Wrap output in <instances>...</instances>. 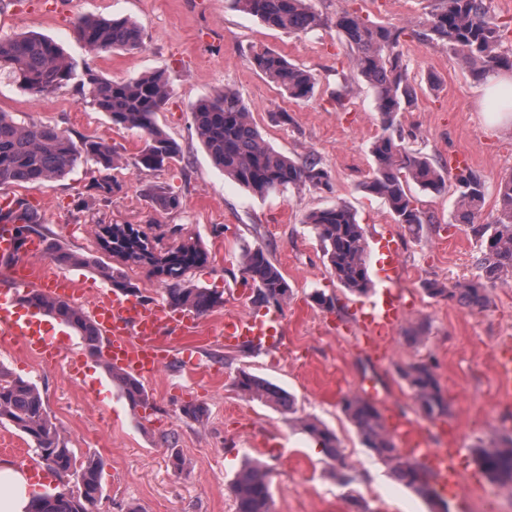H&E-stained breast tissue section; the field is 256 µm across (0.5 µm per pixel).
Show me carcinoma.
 <instances>
[{
    "instance_id": "obj_1",
    "label": "carcinoma",
    "mask_w": 512,
    "mask_h": 512,
    "mask_svg": "<svg viewBox=\"0 0 512 512\" xmlns=\"http://www.w3.org/2000/svg\"><path fill=\"white\" fill-rule=\"evenodd\" d=\"M231 9L258 18L271 29L307 34L331 23L351 56L353 68L370 86L376 103L382 133L371 144L374 160L372 176L366 189L382 199L396 223L417 232L426 223L425 213L408 189L414 183L423 191H440L447 179H453L458 224L466 225L484 245L477 258L476 278L444 288L427 285L429 295L446 296L470 310L481 311L490 304V293L497 282L512 277V176L496 186L499 212L494 222L482 224V207L488 192L486 181L467 167H457L453 176L448 169L421 153L407 151L394 136L400 112L411 106L417 96L408 77L399 50L402 31L377 25L356 13L342 12L331 20L312 6V0H229ZM75 34L91 52L113 49L127 51L144 48L141 29L125 19L86 17L75 24ZM424 35L450 46L465 64L472 78L484 80L496 72L512 73V55L501 50L503 29L488 16L485 0H436L427 20ZM250 64L276 83L288 97L307 98L315 89L313 74L285 55L268 48L256 49ZM33 94H46L69 83L75 67L52 40L36 35L0 37V73ZM82 87L88 90L90 104L104 113L113 125L142 133L144 147L134 166L158 169L178 160L179 144L157 124L156 115L171 95L169 77L161 71L127 80H110L86 68ZM193 124L213 164L236 183L263 197L271 192L309 186L330 188L328 172L318 158L310 155L300 161L275 150L253 123L241 96L231 90L197 101L191 108ZM118 151L102 138H82L75 142L51 125H28L9 112H0V190L10 186L37 185L64 176L78 162L93 163L98 175L91 188L103 199L112 197V170ZM17 224L20 240L38 232V213L19 202V209L7 214L0 211V221ZM304 223L311 225L323 246L324 256L336 279L351 293L365 295L370 290L364 231L355 211L345 203L314 210ZM134 229L122 224L101 228L102 248L134 263H151L169 276L165 292L167 302L176 310L205 314L224 304L222 294L210 288L187 284L186 272L207 261V253L194 245L165 256H156ZM51 260L66 267H94L114 287L130 283L117 270L93 256H85L57 243L47 246ZM246 279L256 286L255 302L280 307L288 301V282L261 247L246 252ZM31 303L45 309L73 329L90 354L100 352L101 338L83 309L67 300L35 294ZM413 391L421 411L428 417L446 416L449 402L435 375L433 365L419 362L400 369ZM113 378L132 406L148 401L143 383L122 374ZM239 391L290 414L295 413V399L288 392L246 371L236 378ZM342 410L354 425L361 442L385 463L396 481L413 491L438 512H449L432 487L429 469L415 458L404 457L385 418L370 400L348 394L341 401ZM0 423L24 434L50 470L61 478L72 477L74 488L38 496L29 502L27 512H94L102 494L104 461L89 457L77 463L73 449L52 421L38 387L0 368ZM323 453L338 462L336 480L347 487L355 481L352 467L341 462L342 452L336 435L319 422L299 419ZM475 460L488 478L512 487V433L501 434L490 447L478 446ZM236 512H271V480L268 468L258 460L245 463L228 485Z\"/></svg>"
}]
</instances>
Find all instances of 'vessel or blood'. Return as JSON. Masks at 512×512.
<instances>
[{
    "label": "vessel or blood",
    "instance_id": "1",
    "mask_svg": "<svg viewBox=\"0 0 512 512\" xmlns=\"http://www.w3.org/2000/svg\"><path fill=\"white\" fill-rule=\"evenodd\" d=\"M382 258L378 277L382 292L378 299L360 306L356 324L363 343L389 333L399 323L404 309L395 286L400 275V253L392 236L378 239ZM36 242H19L16 226L0 221V339L18 343L28 353L45 360H55L64 353V338L54 332L48 313L30 309L21 315V305L29 291L38 290L57 297H79L78 282L42 271L31 258L39 252ZM112 366L139 379L153 377L160 369L168 340L194 329L191 314L179 315L160 304H145L129 291H115L102 296L89 308ZM283 335L282 315L273 310L248 313L224 320V343L270 350L278 347ZM425 457L437 475L436 488L442 498L464 506L459 489L457 449L426 451Z\"/></svg>",
    "mask_w": 512,
    "mask_h": 512
}]
</instances>
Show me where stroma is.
<instances>
[{
  "label": "stroma",
  "instance_id": "35a3bbf8",
  "mask_svg": "<svg viewBox=\"0 0 512 512\" xmlns=\"http://www.w3.org/2000/svg\"><path fill=\"white\" fill-rule=\"evenodd\" d=\"M0 0V35L37 33L53 39L78 68L90 67L113 80L166 72L172 96L157 114L158 125L182 148V158L158 171L137 169L143 147L134 130L119 129L89 103L78 82L33 95L0 79V110L30 125H53L72 139L108 140L120 157L111 175V201L91 189L94 167L78 163L64 177L12 193L26 199L44 227L64 246L118 268L147 301H165V283L146 266L106 253L98 232L106 224H129L145 233L157 253L199 245L206 263L191 268L187 281L222 293L224 303L202 315L196 329L169 351L162 371L144 386L147 405L132 407L112 381L103 357L90 354L70 335L64 356L46 361L20 345H0V367L34 382L53 422L78 460L105 462L102 496L95 512H235L229 481L250 458L270 470L272 512H353L346 498L355 491L371 512H430L429 505L393 481L387 466L365 448L341 407V399L375 387V405L386 420L411 425L431 448L461 451L462 494L470 512L493 482L479 469L472 446L493 433L512 431V385L496 372L500 353L512 348V278L497 283L491 303L472 311L456 301L432 297L427 283L445 287L478 273L481 242L467 226L451 224L452 187L419 194L430 216L418 234L396 224L384 200L365 190L372 174L370 147L381 131L372 90L353 70L335 29L296 35L266 27L232 11L225 0ZM316 10L335 16L357 11L369 21L402 29V59L417 89L415 104L399 113L404 147L440 163L463 151L470 169L488 184L512 175V130L493 131L490 100L448 44L424 38L434 0H313ZM127 17L143 28L145 46L135 51L95 54L74 33L82 17ZM269 48L304 66L316 78L313 95L289 98L248 62L253 49ZM350 85L347 108L334 95ZM242 97L265 140L292 158L320 159L331 190L292 188L264 197L239 187L212 164L192 122L197 100L224 87ZM182 200L166 212L157 191ZM345 202L354 209L369 241L370 273L379 269L374 238L392 233L400 245L399 290L406 310L387 341L388 355L363 345L353 327L365 299L336 279L322 245L304 218L309 212ZM261 247L287 279L292 294L281 309L283 344L273 352L225 346L221 331L228 314L255 311V288L243 280V256ZM320 291L333 310L316 305ZM420 328L411 345L408 331ZM436 360V376L450 403L449 415H423L400 376L401 367ZM247 371L292 393L296 414L244 396L236 387ZM198 408L186 417L184 406ZM496 407L497 430L480 422V409ZM311 417L333 431L345 458L356 469L351 487L332 474L333 461L300 428ZM38 456L26 437L0 424V467L28 472Z\"/></svg>",
  "mask_w": 512,
  "mask_h": 512
}]
</instances>
